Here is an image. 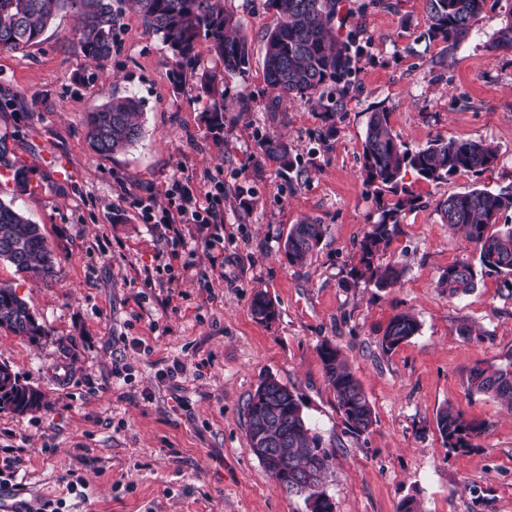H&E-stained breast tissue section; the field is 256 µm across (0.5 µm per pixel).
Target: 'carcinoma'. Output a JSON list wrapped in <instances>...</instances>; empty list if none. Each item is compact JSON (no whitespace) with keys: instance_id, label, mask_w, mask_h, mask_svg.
I'll return each mask as SVG.
<instances>
[{"instance_id":"carcinoma-1","label":"carcinoma","mask_w":512,"mask_h":512,"mask_svg":"<svg viewBox=\"0 0 512 512\" xmlns=\"http://www.w3.org/2000/svg\"><path fill=\"white\" fill-rule=\"evenodd\" d=\"M487 0H427L426 21L433 38L455 48L465 41ZM145 26L160 36L176 58L174 80L180 84L199 77L200 88L211 100L209 131L218 138L224 132V79L245 74L251 66V49L241 34V24L224 6L225 0H131ZM339 0H265L279 22L265 38L263 70L267 85L277 92L268 104L277 112V99L296 98L325 109L327 129L324 137L336 130L342 117L350 84L345 78L355 71L359 51L352 50L355 39L336 35V6ZM76 13L78 25L73 37L84 56L102 68L116 50L123 16L122 0H0V50L25 54L42 42L58 14ZM222 65L219 71L198 72L197 45L200 41ZM494 52L512 51V15L504 20L491 41ZM341 85L336 98H325V90ZM143 104L133 95H112L87 112L85 136L91 149L100 156H111L133 146L143 135ZM263 154L278 164L288 176L294 172L292 147L279 139L260 143ZM6 139L0 137V166L12 172L14 191L30 187L28 167L10 159ZM497 158L495 148L483 141L434 140L415 150L392 132L388 113L372 112L362 144L361 173L373 187L380 217L359 243L358 266L352 277L377 288H392L400 271L375 263V257L391 240L402 213L414 206L411 196H398L403 172L411 168L428 182H440L460 172L481 174ZM395 199L384 202L383 196ZM442 220L459 232L471 245L477 260L462 259L448 266L439 286L455 298L473 291L478 277L501 278V291L512 298V225L491 233L489 227L512 212V187L498 191L474 188L448 197L439 203ZM325 234L324 225L305 218L288 229L284 255L292 267H303L312 258ZM0 260L13 265L29 277L48 283L58 277L59 259L41 232L12 204L0 201ZM253 314L262 321L276 317L277 310L266 293L259 291L252 302ZM0 327L30 341L46 335L27 304L8 286H0ZM419 331L415 315L394 316L382 336V350L389 353ZM328 385L349 433L360 436L376 421L374 408L339 350L325 342L320 347ZM467 394L497 399L512 409V360L499 366L473 367L467 376ZM45 404V394L19 382L8 366L0 369V409L23 415ZM436 425L449 450L466 452L485 431V424L469 419L457 406L449 404L436 413ZM246 434L251 448H275L287 468L264 465L278 487L294 496L295 478L309 472L327 473L329 450L310 427L302 412L297 392L269 375L261 380L246 403ZM304 501L311 512H331L322 485L308 491Z\"/></svg>"}]
</instances>
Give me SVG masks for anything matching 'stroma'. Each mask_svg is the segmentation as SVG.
<instances>
[{
	"mask_svg": "<svg viewBox=\"0 0 512 512\" xmlns=\"http://www.w3.org/2000/svg\"><path fill=\"white\" fill-rule=\"evenodd\" d=\"M346 28L357 30L354 84L321 143L315 104L281 99L266 106L262 45L278 23L264 0H227L252 49L245 76L227 80L224 137L207 129L208 97L176 87L169 49L140 14L125 8L118 49L96 68L61 13L23 56L0 51V90L18 96L0 112V136L30 170L23 194L0 186L40 224L61 260L58 282L44 284L0 261V284L28 305L46 336L31 342L0 328V364L47 396L39 410H0V459L21 460L13 501L62 512H307L303 498L276 486L252 454L244 407L260 381L294 388L322 444L332 452L323 487L334 512H398L415 499L422 512H512V413L495 399L466 394L475 365L512 359V299L497 277L451 298L438 286L449 264L473 249L444 224L439 203L475 187H512V52L488 43L512 13V0H487L468 39L456 48L430 36L426 0H341ZM144 102V134L125 152L97 155L85 138L87 112L108 95ZM250 109L240 112L241 97ZM409 148L433 140L491 143L494 165L431 183L409 170L402 185L416 200L376 258L402 271L392 288L354 282L359 242L380 211L361 174L371 112ZM285 138L303 172L286 180L261 153V139ZM67 170V180L56 177ZM224 179V245L173 248L143 223L135 201L169 205L174 180ZM250 208L237 206L239 197ZM326 234L303 268L289 266L283 243L304 218ZM169 266L170 278L144 271ZM277 309L252 313L257 292ZM420 322L416 336L383 352L389 320ZM475 333L463 335L462 325ZM336 346L376 414L368 434L345 431L319 354ZM177 375H170V368ZM483 422L487 432L465 453L444 445L435 417L446 404ZM76 472L84 497L62 481Z\"/></svg>",
	"mask_w": 512,
	"mask_h": 512,
	"instance_id": "stroma-1",
	"label": "stroma"
}]
</instances>
